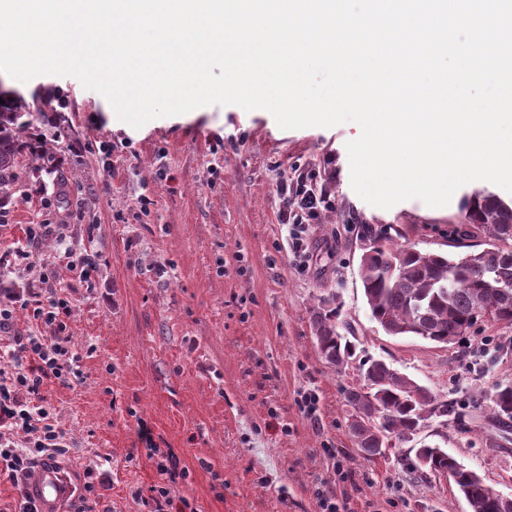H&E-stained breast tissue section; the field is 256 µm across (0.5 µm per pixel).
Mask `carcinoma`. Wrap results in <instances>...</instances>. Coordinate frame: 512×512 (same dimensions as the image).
Returning <instances> with one entry per match:
<instances>
[{"label":"carcinoma","instance_id":"obj_1","mask_svg":"<svg viewBox=\"0 0 512 512\" xmlns=\"http://www.w3.org/2000/svg\"><path fill=\"white\" fill-rule=\"evenodd\" d=\"M0 203L20 190L19 170L28 140L40 149L31 155L32 172L56 169L52 143L62 131L42 127L45 113L0 90ZM465 218L488 235L484 247L457 256L421 251L390 243L382 232L365 225L369 241L359 271L372 320L390 336H413L435 344L457 342L472 326L475 309L495 322L512 324V204L486 190L465 197ZM316 347L327 364L340 372L356 359L352 327L340 320V306L324 299L313 313ZM362 384L345 391L350 407L349 431L357 447L373 459L385 448L407 443L427 422L459 429L467 413L457 401L438 397L381 359L359 365ZM486 447L501 448L512 433V383L494 388L489 397ZM405 478L426 481L448 472L470 512H512V501L499 498L473 469L436 445L415 449L400 459Z\"/></svg>","mask_w":512,"mask_h":512}]
</instances>
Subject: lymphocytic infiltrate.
Returning <instances> with one entry per match:
<instances>
[{
	"mask_svg": "<svg viewBox=\"0 0 512 512\" xmlns=\"http://www.w3.org/2000/svg\"><path fill=\"white\" fill-rule=\"evenodd\" d=\"M319 170L293 167L289 178L277 189L278 219L294 228L288 244L296 258H304V236L309 224L332 206L329 194L319 186ZM31 310L34 320L48 328V335H13L12 347L0 354V474H6L18 490L17 512H37L26 492V481L40 461L62 457L69 452L65 433L54 416L39 402V391L47 379L68 385L80 380L78 354L66 336L71 307L67 299L55 296L51 265H43L37 285L19 293L0 288V332L12 333L16 308ZM149 458L157 474L145 501L148 512H200L189 499H174L171 489L186 480L172 450L151 449Z\"/></svg>",
	"mask_w": 512,
	"mask_h": 512,
	"instance_id": "f902f5d3",
	"label": "lymphocytic infiltrate"
}]
</instances>
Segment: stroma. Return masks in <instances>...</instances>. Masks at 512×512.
Wrapping results in <instances>:
<instances>
[{
    "label": "stroma",
    "instance_id": "1",
    "mask_svg": "<svg viewBox=\"0 0 512 512\" xmlns=\"http://www.w3.org/2000/svg\"><path fill=\"white\" fill-rule=\"evenodd\" d=\"M0 86L49 98L70 126L55 143L57 171L23 179L6 203L0 245L26 242L32 224L57 233L31 245L28 263L1 259L0 271L27 288L43 259L54 262L82 379L71 388L45 381L40 395L70 440L71 483L82 486L86 468L99 465V512H147L156 472L143 423L189 469L173 495L202 512H320V489L346 512H469L449 481L407 482L398 460L410 445L372 461L357 448L345 402L360 382L357 363L339 373L321 358L312 314L335 298L359 360L392 363L435 395L470 403L512 382V325L481 320L445 347L389 336L372 321L359 277L366 224L429 252L482 243L484 231L461 218L473 184L444 207L410 199L383 209L351 187L346 144L360 134L352 122L284 130L266 110L210 105L136 129L72 76L22 83L4 73ZM303 163L323 170L336 208L313 221L300 262L286 246L291 226L278 221L277 187ZM161 169L174 183L158 179ZM143 193L156 205L139 224L132 213ZM63 241L96 262L95 290L59 257ZM303 391L318 399L317 420L296 404ZM485 429L479 412L467 430L427 428L421 440L512 495V445L486 447Z\"/></svg>",
    "mask_w": 512,
    "mask_h": 512
}]
</instances>
